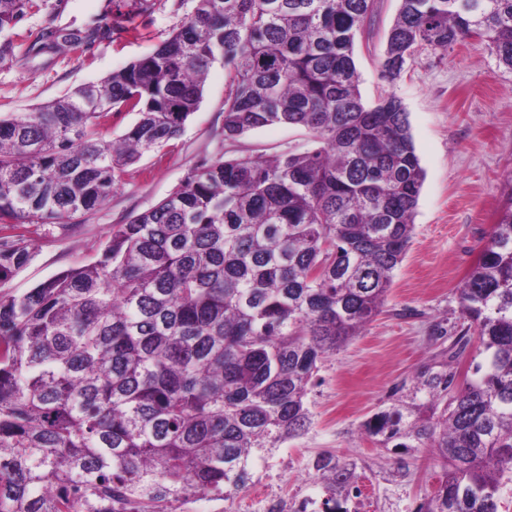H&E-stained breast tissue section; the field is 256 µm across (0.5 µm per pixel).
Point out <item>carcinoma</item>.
Returning a JSON list of instances; mask_svg holds the SVG:
<instances>
[{"label":"carcinoma","mask_w":512,"mask_h":512,"mask_svg":"<svg viewBox=\"0 0 512 512\" xmlns=\"http://www.w3.org/2000/svg\"><path fill=\"white\" fill-rule=\"evenodd\" d=\"M150 54L0 116V224H68L125 167L178 136L210 68L225 70L224 139L274 125L314 147L219 157L112 231L95 257L0 294V512H177L230 498L250 461L308 431L319 364L380 314L425 179L408 113L364 103L355 41L375 0H192ZM37 0H0V63ZM106 34L48 37L75 48ZM476 38L512 71V0H400L381 75L417 48ZM138 118L106 138L112 113ZM31 258L0 238V285ZM483 362L453 337L409 394L360 426L379 448H430L441 477L414 512H501L512 481V193L457 288ZM319 512H349L355 464L313 463Z\"/></svg>","instance_id":"cac0c4a2"}]
</instances>
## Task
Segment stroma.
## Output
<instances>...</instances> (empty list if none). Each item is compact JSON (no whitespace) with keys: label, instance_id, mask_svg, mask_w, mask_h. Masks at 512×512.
<instances>
[{"label":"stroma","instance_id":"obj_1","mask_svg":"<svg viewBox=\"0 0 512 512\" xmlns=\"http://www.w3.org/2000/svg\"><path fill=\"white\" fill-rule=\"evenodd\" d=\"M191 7V0H41L16 26L32 52L0 64V114L29 112L150 53ZM398 8L399 0H376L355 44L364 101L371 105L390 93L402 101L425 171L413 238L383 311L321 364L308 396V432L255 458L253 482L236 497L194 498L181 512H266L274 502L288 508L304 502L318 512L323 493L312 462L322 453L356 462L365 499L360 505L348 501L351 510L359 505L364 512H413L438 483L441 469L430 449L375 447L361 436L360 425L430 363L439 349L436 331L455 334L468 326L456 288L512 195V71L483 43L468 39L446 52L418 48L397 80H383L380 63ZM102 20L112 26L109 37L86 42L82 50L46 44L49 30L82 33ZM224 93V69L217 64L182 133L127 167L105 204L67 225L0 226V236L22 235L32 253L0 291L25 293L89 260L113 225L160 202L202 162L310 147L311 134L300 126H269L225 140Z\"/></svg>","mask_w":512,"mask_h":512}]
</instances>
